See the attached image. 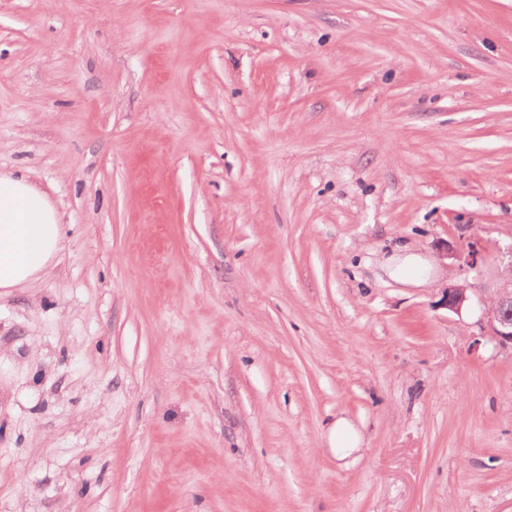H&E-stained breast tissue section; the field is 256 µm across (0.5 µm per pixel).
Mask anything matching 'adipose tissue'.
Returning <instances> with one entry per match:
<instances>
[{"label":"adipose tissue","instance_id":"adipose-tissue-1","mask_svg":"<svg viewBox=\"0 0 512 512\" xmlns=\"http://www.w3.org/2000/svg\"><path fill=\"white\" fill-rule=\"evenodd\" d=\"M63 240L54 204L25 176L0 174V289L40 278Z\"/></svg>","mask_w":512,"mask_h":512}]
</instances>
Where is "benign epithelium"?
Returning <instances> with one entry per match:
<instances>
[{
    "instance_id": "benign-epithelium-1",
    "label": "benign epithelium",
    "mask_w": 512,
    "mask_h": 512,
    "mask_svg": "<svg viewBox=\"0 0 512 512\" xmlns=\"http://www.w3.org/2000/svg\"><path fill=\"white\" fill-rule=\"evenodd\" d=\"M496 272L491 286L485 289L487 296L480 298L479 319L482 335L490 337L498 345L512 348V243L503 249L494 246ZM488 248L478 240L448 241L443 257L451 261L459 275L468 277L480 271L486 262ZM472 301L465 285H450L444 289L445 306L450 312H459Z\"/></svg>"
}]
</instances>
